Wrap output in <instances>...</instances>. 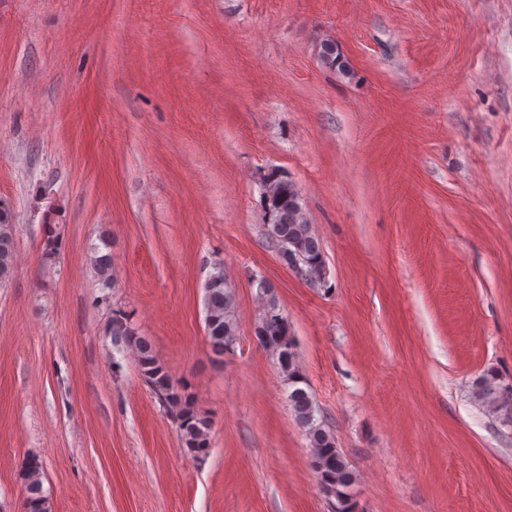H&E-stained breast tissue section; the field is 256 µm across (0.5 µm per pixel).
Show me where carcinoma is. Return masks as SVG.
Listing matches in <instances>:
<instances>
[{
	"instance_id": "obj_1",
	"label": "carcinoma",
	"mask_w": 512,
	"mask_h": 512,
	"mask_svg": "<svg viewBox=\"0 0 512 512\" xmlns=\"http://www.w3.org/2000/svg\"><path fill=\"white\" fill-rule=\"evenodd\" d=\"M263 201L268 237L277 248V257L285 249L299 255L301 274L313 285L325 284L326 271L321 243L312 230L295 184L276 170L263 177ZM14 262L13 225L0 214V277L9 273ZM94 270L104 288L112 286V255L105 253L94 258ZM205 331L212 351L222 354L235 347L237 335L232 315V301L224 272L216 268L204 286ZM264 300L255 327V337L276 360L292 390L288 394L289 406L298 424L305 430L312 448L311 468L316 473L321 490L336 499L335 512H353L348 492L355 477L344 457L336 448L333 436L317 422L316 407L309 392L299 386L294 343L289 336L288 319L281 311L272 285L264 283L258 290ZM112 345L117 349L133 348L138 357L141 374L157 395L163 407L172 413L185 450L196 459L206 456L209 448L210 423L194 408L186 386L173 382L168 370L157 361L151 344L136 335L129 318L122 314L112 319L109 329ZM473 395L482 403L512 402V386L503 385L495 375L478 378ZM22 478L26 496L23 512H51L48 495L43 489L44 470L39 458H28L23 466Z\"/></svg>"
}]
</instances>
